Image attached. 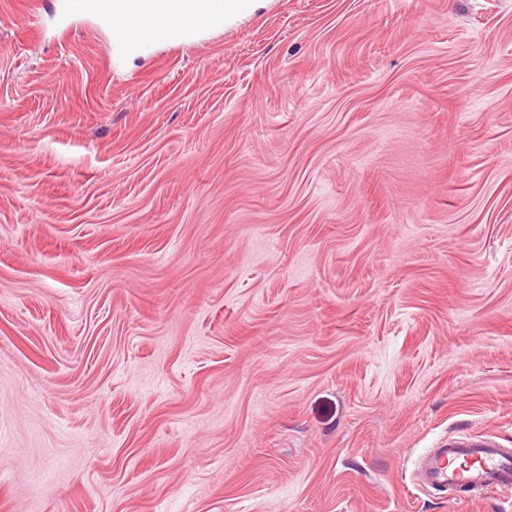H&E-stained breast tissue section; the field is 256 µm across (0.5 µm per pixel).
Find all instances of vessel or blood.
Wrapping results in <instances>:
<instances>
[{"label":"vessel or blood","mask_w":512,"mask_h":512,"mask_svg":"<svg viewBox=\"0 0 512 512\" xmlns=\"http://www.w3.org/2000/svg\"><path fill=\"white\" fill-rule=\"evenodd\" d=\"M137 0H65L66 14L97 15L112 29L119 49L150 51L157 37L127 28V18L137 15ZM173 21L165 35L171 40L197 36L200 28L224 24L223 0H173ZM420 480L435 489L469 488L512 497V448L489 438L458 436L445 440L421 463Z\"/></svg>","instance_id":"vessel-or-blood-1"}]
</instances>
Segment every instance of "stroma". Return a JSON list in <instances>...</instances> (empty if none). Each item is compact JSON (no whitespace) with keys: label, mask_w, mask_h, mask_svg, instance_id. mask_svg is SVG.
<instances>
[{"label":"stroma","mask_w":512,"mask_h":512,"mask_svg":"<svg viewBox=\"0 0 512 512\" xmlns=\"http://www.w3.org/2000/svg\"><path fill=\"white\" fill-rule=\"evenodd\" d=\"M0 0V512H512V0H253L116 54ZM419 479L435 489L464 487L510 498L512 448L490 438L449 437L423 458Z\"/></svg>","instance_id":"1"}]
</instances>
